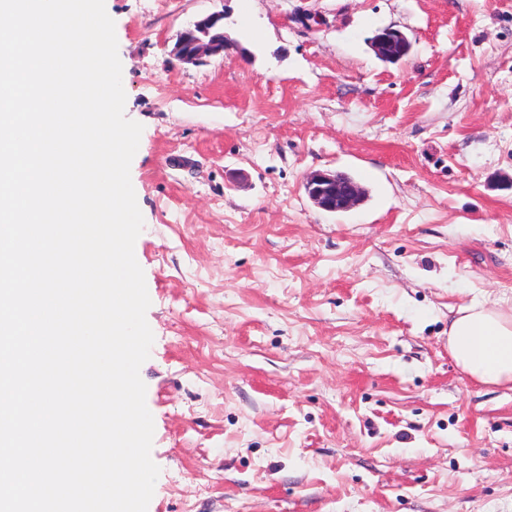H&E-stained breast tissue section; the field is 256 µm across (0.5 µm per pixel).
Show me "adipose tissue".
Masks as SVG:
<instances>
[{"mask_svg":"<svg viewBox=\"0 0 512 512\" xmlns=\"http://www.w3.org/2000/svg\"><path fill=\"white\" fill-rule=\"evenodd\" d=\"M457 365L479 383L512 384V314L474 301L460 308L448 330Z\"/></svg>","mask_w":512,"mask_h":512,"instance_id":"ef3b65f1","label":"adipose tissue"}]
</instances>
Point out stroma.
Returning a JSON list of instances; mask_svg holds the SVG:
<instances>
[{
  "mask_svg": "<svg viewBox=\"0 0 512 512\" xmlns=\"http://www.w3.org/2000/svg\"><path fill=\"white\" fill-rule=\"evenodd\" d=\"M105 6L143 126L149 512H512V389L448 351L460 306L512 302V0ZM224 9L223 55L180 61ZM327 170L364 201L316 207ZM375 54L382 60L396 63L402 60L401 54H396L395 50L399 49L401 52L407 51L408 54L411 50V43L407 36L398 29L385 28L375 35L371 42ZM406 53L403 56L408 55ZM308 199L329 213L348 212L363 200V190L355 181L336 171H315L305 177Z\"/></svg>",
  "mask_w": 512,
  "mask_h": 512,
  "instance_id": "1",
  "label": "stroma"
}]
</instances>
